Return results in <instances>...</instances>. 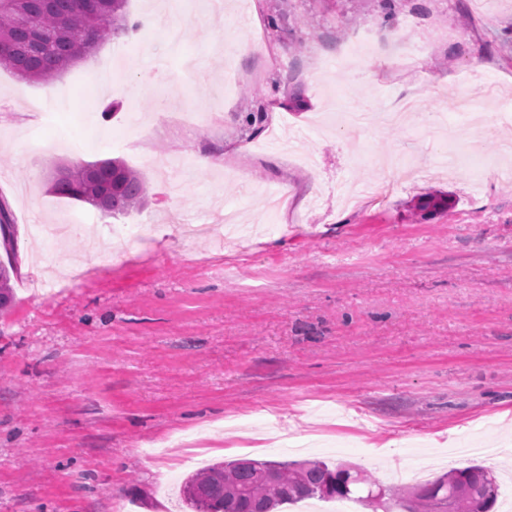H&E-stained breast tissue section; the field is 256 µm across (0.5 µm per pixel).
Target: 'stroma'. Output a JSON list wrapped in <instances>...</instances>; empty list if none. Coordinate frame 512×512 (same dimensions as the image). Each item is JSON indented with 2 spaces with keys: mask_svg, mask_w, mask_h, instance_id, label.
Instances as JSON below:
<instances>
[{
  "mask_svg": "<svg viewBox=\"0 0 512 512\" xmlns=\"http://www.w3.org/2000/svg\"><path fill=\"white\" fill-rule=\"evenodd\" d=\"M248 3L179 0L52 83L0 68V512H185L173 484L253 454L386 484L395 446L432 478L475 464L469 443L512 449V0ZM375 28L418 63L341 61ZM474 77L496 97L465 111ZM191 104L218 122L175 125ZM104 158L145 177L144 207L48 193ZM224 206L236 243L184 236ZM270 417L317 446L265 447ZM172 433L192 449L143 457ZM16 267L12 261L8 265L0 262V312L5 311L13 303L14 292L12 278L16 273Z\"/></svg>",
  "mask_w": 512,
  "mask_h": 512,
  "instance_id": "35a3bbf8",
  "label": "stroma"
}]
</instances>
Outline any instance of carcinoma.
<instances>
[{
  "label": "carcinoma",
  "mask_w": 512,
  "mask_h": 512,
  "mask_svg": "<svg viewBox=\"0 0 512 512\" xmlns=\"http://www.w3.org/2000/svg\"><path fill=\"white\" fill-rule=\"evenodd\" d=\"M128 0H0V67L23 79L48 83L99 44L129 30ZM50 191L111 214H126L146 202L141 174L119 159L96 160L59 170ZM13 224L0 201V239L12 246ZM13 263L0 262V312L13 303ZM499 485L482 466L453 470L411 491L371 481L361 468L331 467L323 461L238 459L214 463L185 479L183 501L191 512H276L302 499H346L407 506L409 512H491Z\"/></svg>",
  "instance_id": "1"
}]
</instances>
